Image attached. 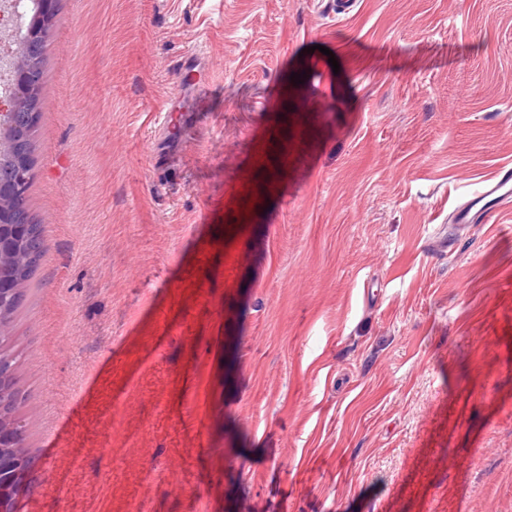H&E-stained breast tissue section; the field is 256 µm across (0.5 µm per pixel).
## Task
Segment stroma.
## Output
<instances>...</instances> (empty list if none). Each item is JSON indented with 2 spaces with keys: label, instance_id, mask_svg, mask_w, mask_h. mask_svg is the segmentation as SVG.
Wrapping results in <instances>:
<instances>
[{
  "label": "stroma",
  "instance_id": "obj_1",
  "mask_svg": "<svg viewBox=\"0 0 512 512\" xmlns=\"http://www.w3.org/2000/svg\"><path fill=\"white\" fill-rule=\"evenodd\" d=\"M327 3L60 0L15 512H512V0ZM174 70L182 80L192 83L198 89L210 84L208 67L195 55H183L175 64ZM182 81V82H184ZM161 112L166 113L161 115V119L157 122L158 131L162 135H165L163 141H161L160 144H162L165 140L174 142L176 139H178L176 131H180L182 127L183 114L180 113L186 112L185 105L181 102H179L177 105L171 104L170 107ZM470 199L455 211L452 223L458 226L474 224L478 218L486 220L512 198V168H499L491 182L470 194ZM477 209L476 211H474Z\"/></svg>",
  "mask_w": 512,
  "mask_h": 512
}]
</instances>
